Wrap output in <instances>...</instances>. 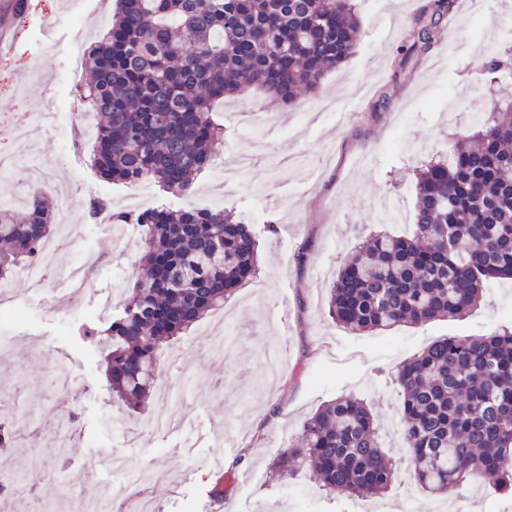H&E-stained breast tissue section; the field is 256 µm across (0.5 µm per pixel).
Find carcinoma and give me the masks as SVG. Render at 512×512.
I'll return each instance as SVG.
<instances>
[{
    "label": "carcinoma",
    "instance_id": "cac0c4a2",
    "mask_svg": "<svg viewBox=\"0 0 512 512\" xmlns=\"http://www.w3.org/2000/svg\"><path fill=\"white\" fill-rule=\"evenodd\" d=\"M453 4L433 0V22L451 18ZM361 37L353 0H118L85 57L94 86L83 99L99 129L92 166L108 181H152L186 197L224 141L212 118L216 103L253 89L285 104L313 94ZM431 38L423 24L400 51H425ZM483 73L491 84L512 78V57L488 56ZM87 210L143 231L145 273L130 277L123 314L86 329L107 351L112 392L137 409L158 383L164 344L257 279V243L222 207L114 211L91 196ZM51 215L38 194L28 197L23 220L0 208V283L51 236ZM509 279L512 113L494 112L417 171L409 233L375 234L343 259L328 313L352 333L453 319L476 307L491 282ZM393 379L400 460L384 447L367 400L339 397L304 421L273 473L308 466L327 491L361 499L389 491L403 466L433 497L457 495L481 478L512 487V327L437 340Z\"/></svg>",
    "mask_w": 512,
    "mask_h": 512
}]
</instances>
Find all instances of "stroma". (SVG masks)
<instances>
[{
  "label": "stroma",
  "instance_id": "35a3bbf8",
  "mask_svg": "<svg viewBox=\"0 0 512 512\" xmlns=\"http://www.w3.org/2000/svg\"><path fill=\"white\" fill-rule=\"evenodd\" d=\"M29 26L14 29V51L0 56V114L79 111L68 95V78L82 18L95 11L112 16L108 0H38ZM362 38L353 56L327 75L315 96L295 105L258 92L225 98L216 112L224 125L220 163L198 174L191 199L146 187V203L173 209L205 204L224 162L254 155L224 208L248 224L259 245L260 277L238 288L225 304L231 311L229 356L207 354V322L174 346L177 362L161 361L159 386L145 411L113 401L99 347L88 326H107L122 314L125 287L142 233L88 219L89 195L121 205L134 188L101 179L74 145V132L52 120L33 126L29 140L60 151L49 177L55 191L74 199V243L60 262L85 269L88 283L78 299L17 285L10 313L11 355L0 360V390L56 411L77 413L81 438L59 453L54 426L24 434L20 451L0 457V481L25 468L26 448L40 449L47 465L34 499L67 512L69 478L89 459L109 452L128 466L162 474L142 494L161 512H353L355 499L329 494L310 470L274 478L271 463L283 445L281 431L295 433L325 401L357 395L368 399L401 456L397 431L399 396L382 370L396 366L435 340L485 332L512 322V280L493 283L477 309L455 320L354 334L328 315L327 293L340 259L370 230L379 228L378 205L399 197L405 211L415 204V169L444 153L457 135L480 125L474 112H500L512 90L489 85L483 59L499 51L512 26V7L487 0L475 12L471 0H455L453 20L441 24L427 50L402 55L409 29L430 0H355ZM60 367L76 386L62 396L46 385ZM191 376L184 402L187 428L156 430L147 422L160 412L166 388ZM226 429L233 447H216L214 428ZM224 484V499L212 489ZM369 512H512V495L493 481L468 484L462 495L435 499L402 489L366 499Z\"/></svg>",
  "mask_w": 512,
  "mask_h": 512
}]
</instances>
